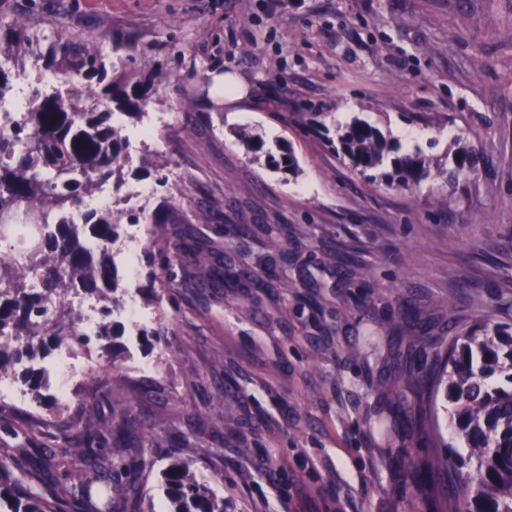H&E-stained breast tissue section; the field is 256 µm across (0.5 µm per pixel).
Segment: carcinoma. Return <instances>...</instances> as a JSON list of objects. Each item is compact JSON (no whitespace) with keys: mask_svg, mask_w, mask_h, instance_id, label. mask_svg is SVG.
<instances>
[{"mask_svg":"<svg viewBox=\"0 0 512 512\" xmlns=\"http://www.w3.org/2000/svg\"><path fill=\"white\" fill-rule=\"evenodd\" d=\"M46 37L30 19H0V50L9 61L35 55L42 70L62 82L77 78L90 90L85 104L33 92L12 134L0 137V216H33L39 236L28 249V262L0 257V336H24L25 346L0 341V381L16 374L22 359L46 356L49 351L74 349L91 342L68 303L80 292L99 305L98 337L112 336L111 316L120 304L115 256L110 243L120 227L114 212L80 209L83 199L103 184L121 177L127 140L116 114L143 115L152 101L154 83L145 78L129 84L110 74L98 42L83 37L68 41L60 55L45 50ZM336 158L367 182L378 180L413 189L432 176L433 161L419 153H403L401 145L386 139L365 123H354L328 142ZM267 165L294 167L292 149L267 153ZM460 174L475 171L473 153H454ZM90 226L91 240L78 232ZM263 245L283 256L288 236L280 224H263ZM223 254L199 240L185 227L173 242L151 253L148 303L175 306L184 280L175 269L199 268L198 288H224L230 276L221 263ZM35 275L39 287H28ZM415 375L393 386L391 405L406 412L426 399L434 404L442 394L453 405L451 424L469 445L461 455L437 437V463L465 475L462 492L439 493L440 512H512V325L478 321L456 330L439 347L429 337H416ZM37 395L49 389V375L41 370L28 378ZM119 397L132 404L137 390L103 386L102 398ZM66 418L56 447L28 455L25 445L0 448V500L14 512H154L139 492V478L149 466L155 428L127 410L119 417L85 413L64 415L58 410L49 420ZM44 478V495L18 492L23 483ZM169 502L167 512H225L224 498L199 482L189 463L176 461L163 473Z\"/></svg>","mask_w":512,"mask_h":512,"instance_id":"obj_1","label":"carcinoma"}]
</instances>
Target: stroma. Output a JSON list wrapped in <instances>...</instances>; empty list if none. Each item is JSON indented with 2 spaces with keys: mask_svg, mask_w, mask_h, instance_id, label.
Returning a JSON list of instances; mask_svg holds the SVG:
<instances>
[{
  "mask_svg": "<svg viewBox=\"0 0 512 512\" xmlns=\"http://www.w3.org/2000/svg\"><path fill=\"white\" fill-rule=\"evenodd\" d=\"M2 16L62 43L93 37L114 74L154 76L162 149L140 147L143 120H123L128 186L152 190L136 212L210 211L201 230L217 245L226 224L288 227L279 295L184 290L136 338L113 314L101 366L71 385L69 404L95 413L109 410L97 384L141 390L156 512L177 459L226 512H436L410 466L434 455L431 425L467 444L445 414L394 417L390 393L414 336L512 323V0H0ZM224 73L241 99H217ZM310 112L332 132L369 123L443 174L416 190L366 185L303 134ZM248 136L290 142L296 172L247 155ZM462 147L476 171L453 181ZM403 303L414 325L397 326Z\"/></svg>",
  "mask_w": 512,
  "mask_h": 512,
  "instance_id": "1",
  "label": "stroma"
}]
</instances>
